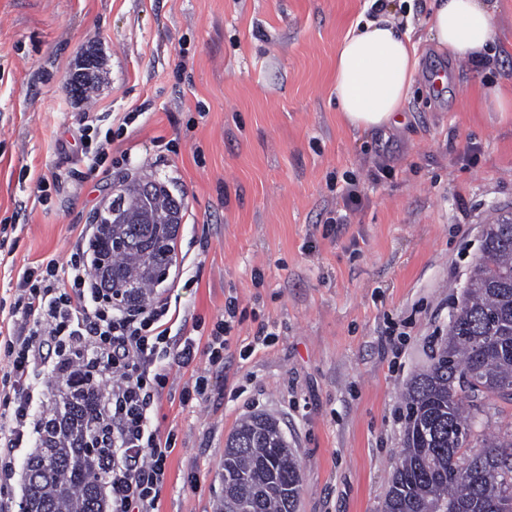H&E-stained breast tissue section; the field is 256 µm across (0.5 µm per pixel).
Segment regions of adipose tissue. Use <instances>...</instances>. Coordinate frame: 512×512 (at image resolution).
Segmentation results:
<instances>
[{
    "label": "adipose tissue",
    "instance_id": "ef3b65f1",
    "mask_svg": "<svg viewBox=\"0 0 512 512\" xmlns=\"http://www.w3.org/2000/svg\"><path fill=\"white\" fill-rule=\"evenodd\" d=\"M500 0H434L428 32L440 52L492 68L500 55L493 16ZM395 5L357 20L336 45L334 91L344 126L367 133L395 124L420 68L417 45Z\"/></svg>",
    "mask_w": 512,
    "mask_h": 512
}]
</instances>
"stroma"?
Segmentation results:
<instances>
[{"instance_id": "35a3bbf8", "label": "stroma", "mask_w": 512, "mask_h": 512, "mask_svg": "<svg viewBox=\"0 0 512 512\" xmlns=\"http://www.w3.org/2000/svg\"><path fill=\"white\" fill-rule=\"evenodd\" d=\"M370 9L0 0V300L13 302L23 264L65 258L128 175L185 201L159 289L195 358L156 404L176 438L161 512H218L225 442L256 412L279 418L297 458V512H384L403 395L448 332L486 225L512 212V112L476 104L512 77V55L482 72L422 45L399 124L358 136L340 122L333 75L337 42ZM89 48L102 79L81 101L69 76ZM86 125L109 143L90 179L78 176ZM230 305L209 398L184 401ZM263 327L274 342L253 345Z\"/></svg>"}]
</instances>
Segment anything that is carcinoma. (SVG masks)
I'll list each match as a JSON object with an SVG mask.
<instances>
[{"instance_id": "obj_1", "label": "carcinoma", "mask_w": 512, "mask_h": 512, "mask_svg": "<svg viewBox=\"0 0 512 512\" xmlns=\"http://www.w3.org/2000/svg\"><path fill=\"white\" fill-rule=\"evenodd\" d=\"M184 200L156 180L124 185L92 246L104 284L148 296L172 265ZM25 465L20 512H107L109 449L99 447L100 389L73 370ZM512 402V213L483 233L461 304L428 369L404 394V448L386 512H500L512 496V432L479 430L485 401ZM220 512H297L301 473L278 419L242 421L224 448Z\"/></svg>"}]
</instances>
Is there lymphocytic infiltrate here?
I'll return each mask as SVG.
<instances>
[{
  "label": "lymphocytic infiltrate",
  "instance_id": "f902f5d3",
  "mask_svg": "<svg viewBox=\"0 0 512 512\" xmlns=\"http://www.w3.org/2000/svg\"><path fill=\"white\" fill-rule=\"evenodd\" d=\"M81 229L66 261L51 258L23 266L12 312L17 319L4 349L8 368L0 376V512L16 501L11 449L36 434L33 376L50 379L73 365L102 392L100 424L112 432V512H159L175 447L153 422L156 398L165 388L166 363L194 358L192 342L172 336L171 303L163 297L139 305L119 295L106 299L92 271L93 254ZM53 343L54 359L43 355Z\"/></svg>",
  "mask_w": 512,
  "mask_h": 512
}]
</instances>
